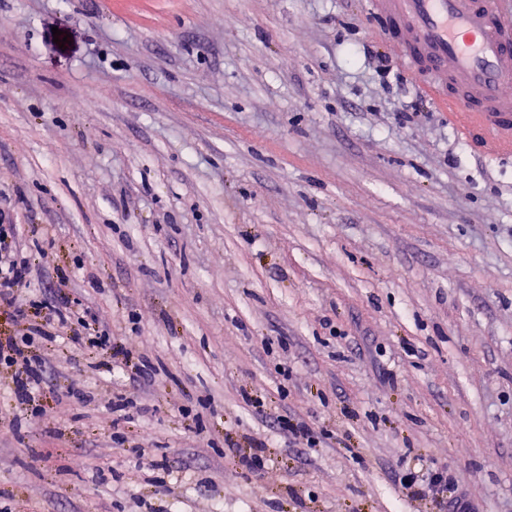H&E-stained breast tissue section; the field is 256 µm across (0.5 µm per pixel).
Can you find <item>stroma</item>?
I'll list each match as a JSON object with an SVG mask.
<instances>
[{
    "mask_svg": "<svg viewBox=\"0 0 512 512\" xmlns=\"http://www.w3.org/2000/svg\"><path fill=\"white\" fill-rule=\"evenodd\" d=\"M372 24L366 0H0L25 229L0 248L22 299L74 313L35 338L30 400L0 366V512H440L403 486L423 466L512 512V157L472 153Z\"/></svg>",
    "mask_w": 512,
    "mask_h": 512,
    "instance_id": "35a3bbf8",
    "label": "stroma"
}]
</instances>
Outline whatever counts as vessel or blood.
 <instances>
[{"instance_id": "obj_1", "label": "vessel or blood", "mask_w": 512, "mask_h": 512, "mask_svg": "<svg viewBox=\"0 0 512 512\" xmlns=\"http://www.w3.org/2000/svg\"><path fill=\"white\" fill-rule=\"evenodd\" d=\"M388 42L456 129L486 156L512 157V12L491 0H368ZM456 86L448 95V86Z\"/></svg>"}]
</instances>
